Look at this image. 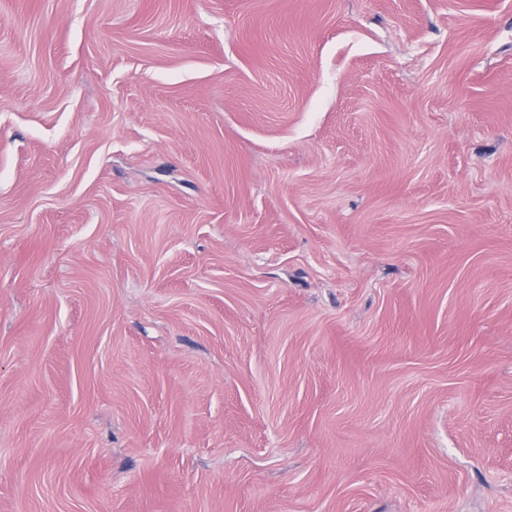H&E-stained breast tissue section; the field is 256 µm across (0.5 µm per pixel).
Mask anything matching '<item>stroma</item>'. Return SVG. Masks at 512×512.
<instances>
[{
  "label": "stroma",
  "instance_id": "obj_1",
  "mask_svg": "<svg viewBox=\"0 0 512 512\" xmlns=\"http://www.w3.org/2000/svg\"><path fill=\"white\" fill-rule=\"evenodd\" d=\"M0 512H512V0H0Z\"/></svg>",
  "mask_w": 512,
  "mask_h": 512
}]
</instances>
